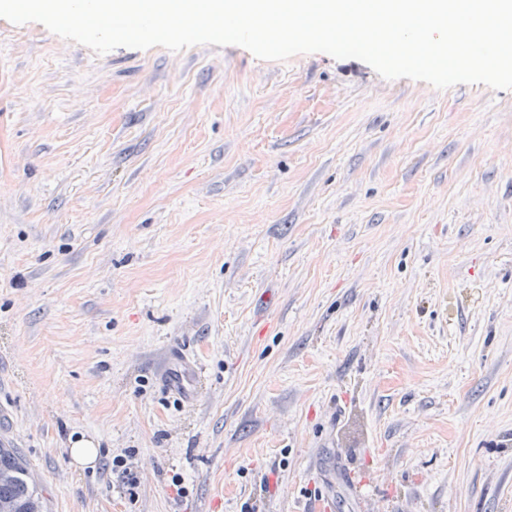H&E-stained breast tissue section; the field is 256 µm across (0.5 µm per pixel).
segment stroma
<instances>
[{
  "instance_id": "obj_1",
  "label": "stroma",
  "mask_w": 512,
  "mask_h": 512,
  "mask_svg": "<svg viewBox=\"0 0 512 512\" xmlns=\"http://www.w3.org/2000/svg\"><path fill=\"white\" fill-rule=\"evenodd\" d=\"M0 444L47 512H512V90L0 18ZM69 453L73 466L77 468L92 466L98 457L97 442L92 438H86L84 435L78 439L70 440Z\"/></svg>"
}]
</instances>
